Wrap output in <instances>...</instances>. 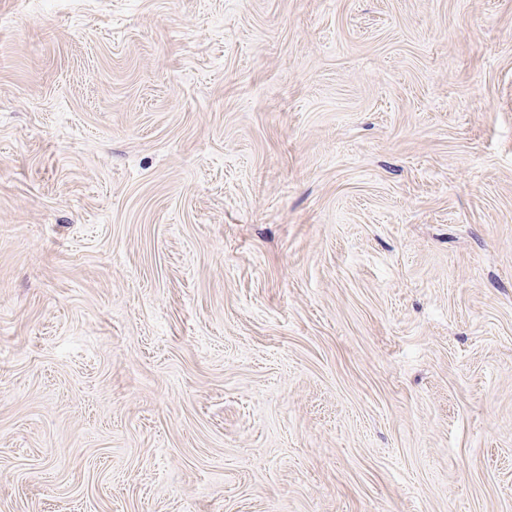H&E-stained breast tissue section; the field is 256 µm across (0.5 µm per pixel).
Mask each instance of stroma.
Masks as SVG:
<instances>
[{
	"mask_svg": "<svg viewBox=\"0 0 512 512\" xmlns=\"http://www.w3.org/2000/svg\"><path fill=\"white\" fill-rule=\"evenodd\" d=\"M0 512H512V0H0Z\"/></svg>",
	"mask_w": 512,
	"mask_h": 512,
	"instance_id": "obj_1",
	"label": "stroma"
}]
</instances>
